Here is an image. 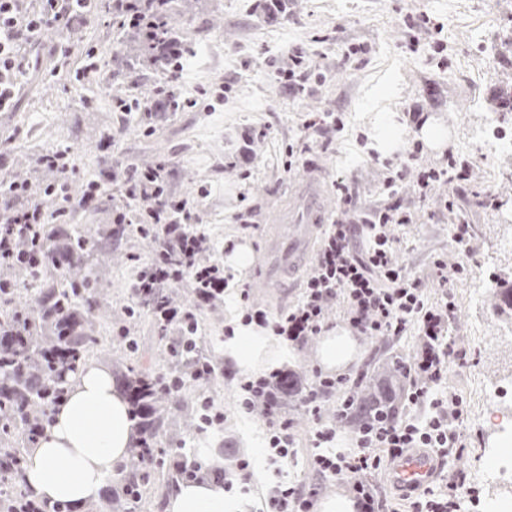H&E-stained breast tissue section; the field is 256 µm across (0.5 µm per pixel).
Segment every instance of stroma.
<instances>
[{"label":"stroma","instance_id":"35a3bbf8","mask_svg":"<svg viewBox=\"0 0 512 512\" xmlns=\"http://www.w3.org/2000/svg\"><path fill=\"white\" fill-rule=\"evenodd\" d=\"M186 0H174L173 12L193 55L177 86L182 97L197 96L200 88L240 76L236 93L214 104L212 111L178 112L155 120V132H139L136 116L119 124L117 97L145 101L149 80L115 88L109 74L119 68L125 34L113 26L106 0L99 15L89 22H74L75 34L67 55H60L61 37L49 27L23 50L25 64L17 76L18 96L13 109L0 112V179L37 174L50 182L52 172L38 168L37 158L48 151L68 150L74 156L78 178L97 179L113 167L163 161L171 173V188L191 196L207 186L205 218L200 232L217 250L230 246L245 248L250 262L235 272L224 293L223 303L198 311V332L211 344L210 356L217 366L214 379H185L181 398L208 397L224 414L218 426L175 435L162 428L157 446L163 450L181 447L203 449L220 468L236 471L241 460L252 461L250 477L233 494L252 505L251 512H266V491L276 481L319 486L320 498L343 492L336 480H318L309 467L315 454V421L301 405L288 407L298 446L287 461L269 464L261 456L266 428L261 410L243 413L239 383L243 372L224 356V326L238 322L239 294L248 287L252 299L280 310L298 304L302 282L309 267L301 265L281 287H257V263L272 225L287 223L289 215L303 207L306 183L304 170L285 172V148L289 140L302 137L301 114L306 103L288 90L277 87L270 64L281 54L303 50L327 70L325 83L313 96L320 111L338 112L344 127L326 150L309 154V164L322 171V187L316 203L323 222L334 210V183L342 179L358 187L363 195L387 191L390 200L406 198L398 185L383 188L369 179L373 168L385 163L400 164L404 151L402 136L408 127L400 119L404 99L444 87L448 98L440 111L430 115L427 127L444 132L445 143L473 164L475 179L448 188L453 203L450 211H439L432 203L417 204L415 220L395 228L397 253L409 271L426 277L433 257L448 262L463 259L466 273L454 282L449 293L457 309L449 333L463 337L468 362L450 363L448 387L463 398L467 417L462 427L465 453L462 460L447 459L444 471H464L470 483L481 489L479 504L463 502L461 512H488V494L483 488L495 472L485 460L504 434L492 431L483 413L500 388L512 386V306L491 305L490 297L512 288V152L495 154V137L512 134V111L494 103L501 91L512 92V0H300L298 9L285 22L265 23L247 10L245 0H205L206 7L185 11ZM425 12L439 19V38L448 55L447 66H439L430 48V37L419 33L418 46H411L401 20L409 13ZM371 45L369 54L353 58L343 55L347 42ZM97 69L77 80L88 61ZM262 122L272 128L248 179L228 180L224 165L232 159L227 139L230 128ZM398 127L401 136L387 147L379 140L387 126ZM116 132L117 146L106 152L100 139ZM124 193L109 191L96 203L80 209L76 223L100 236L105 233L116 208L125 206ZM468 225L472 248L458 257L455 236L460 225ZM148 246L130 236L106 257L105 305L112 315L102 316L96 326L98 342L90 348L88 361L108 365L121 359L116 337L117 312L128 305L134 256H147ZM139 338L136 366L166 380L172 371L161 332L151 317L135 323ZM320 337L294 344L274 339L276 350L286 357L276 365L255 368V375L282 369L312 381L320 373ZM358 354L341 374L356 379L376 366L399 359L411 360L418 346L415 330L395 338L358 337Z\"/></svg>","mask_w":512,"mask_h":512}]
</instances>
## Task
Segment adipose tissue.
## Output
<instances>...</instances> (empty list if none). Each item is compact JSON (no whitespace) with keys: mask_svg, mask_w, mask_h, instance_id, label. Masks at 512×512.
I'll list each match as a JSON object with an SVG mask.
<instances>
[{"mask_svg":"<svg viewBox=\"0 0 512 512\" xmlns=\"http://www.w3.org/2000/svg\"><path fill=\"white\" fill-rule=\"evenodd\" d=\"M267 335L238 329L224 342V354L237 369H248L269 355ZM128 405L117 392L110 370L85 364L68 395L29 456L25 479L29 491L48 503L81 504L98 496L132 442ZM165 512H247L244 500L225 495L209 482L181 483L167 498Z\"/></svg>","mask_w":512,"mask_h":512,"instance_id":"adipose-tissue-1","label":"adipose tissue"}]
</instances>
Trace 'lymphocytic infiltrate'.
Segmentation results:
<instances>
[{
    "instance_id": "lymphocytic-infiltrate-1",
    "label": "lymphocytic infiltrate",
    "mask_w": 512,
    "mask_h": 512,
    "mask_svg": "<svg viewBox=\"0 0 512 512\" xmlns=\"http://www.w3.org/2000/svg\"><path fill=\"white\" fill-rule=\"evenodd\" d=\"M27 0H0V111L10 108L16 96V74L21 66L20 45L37 35L49 23L66 27L74 19L93 20L98 15V0H38L37 8ZM170 0H109L112 22L118 29L137 31L159 58L177 55L178 50L164 35L163 27ZM276 85L299 94L320 84L323 68L309 53H288L286 63L274 66ZM343 125L340 114L308 112L302 120L306 138L288 145L289 163H297L314 144L331 141ZM270 134L269 125L252 124L235 129L234 156L224 167L225 177L247 178L261 144ZM40 165L55 171L42 199L30 198L25 181H0V263L22 244L30 250L25 262L30 271H38L46 257V228L68 223L72 213L99 199L106 191L103 180L76 182L73 159L69 151L45 154ZM475 176L473 166L458 156L439 163L424 152L418 140H410L406 160L398 168H383L376 174L385 184L408 182L415 197L432 198L443 208H451L448 186L451 181L469 182ZM126 194L138 205L136 214L116 211L114 228H129L150 251L146 262L137 264L130 283L137 307L131 315L148 314L159 325L183 331L198 329L196 311L200 304L223 300L224 290L232 278L224 261L216 256L207 235L197 231L203 221L202 200L207 187H199L196 196L174 194L163 165L149 169L135 168L123 174ZM336 215L323 233L317 254L303 281L301 301L283 312H272L266 305L251 300L242 292L244 324H257L272 335L300 343L320 335L328 325L332 311L357 333L370 338L400 336L416 327L419 344L409 365L413 389L408 395L411 405L429 408L423 420L393 417L376 429L359 430L356 446L347 455L331 452L315 454L312 466L322 478L336 479L355 500L356 512H458L461 499L472 496L473 489L463 473H456L435 486L411 491L406 503L392 501L372 474L382 458L399 460L415 448L432 450L437 456H462L464 445L458 432L465 419L463 399L456 390L441 392L448 378V357L465 360L463 339L449 336L448 325L456 304L448 298L449 284L466 271L463 263H448L438 258L429 278L441 295L428 301L421 279L411 276L399 263L395 246L396 225L412 223L410 207L380 197L362 202L354 187L337 181ZM25 199L22 208L14 207ZM54 210H47V203ZM189 286L193 300L189 305L174 307L162 303L165 290ZM266 377L242 381L241 406L252 410L256 401L266 403L269 461L288 459L295 453L290 423L282 419L276 398L266 389Z\"/></svg>"
}]
</instances>
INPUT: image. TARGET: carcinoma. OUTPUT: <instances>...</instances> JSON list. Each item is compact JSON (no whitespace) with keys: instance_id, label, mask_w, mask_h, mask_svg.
<instances>
[{"instance_id":"1","label":"carcinoma","mask_w":512,"mask_h":512,"mask_svg":"<svg viewBox=\"0 0 512 512\" xmlns=\"http://www.w3.org/2000/svg\"><path fill=\"white\" fill-rule=\"evenodd\" d=\"M175 62L154 60L144 48L125 58L120 73L155 70L163 73ZM48 235L64 248L48 255L43 271L29 272L25 264L3 267L0 278L12 287L0 289V512H71L66 503L50 504L35 496L18 495L25 480V461L31 445L52 422L54 407L68 393L69 379L86 362L87 347L97 341L95 322L100 311L96 297L101 282L94 276L78 277L74 271L89 260L103 262L112 246V230L101 238L87 235L79 224H56ZM36 283L31 304H12L19 287ZM175 370L196 375L207 360L199 336H180L167 329ZM405 366H391L364 376L354 386L345 405L353 428L374 427L399 410L403 399ZM116 386L128 401L130 419L139 436L129 448L127 462L117 468L114 496L96 506V512H135L145 503L154 483L153 465L167 469L171 483L193 476L203 478L214 469L195 453L172 452L161 456L154 448L157 431L166 421L174 428L205 422L200 404L181 401L168 406L163 381L131 366L115 365ZM304 384L292 375L274 386L279 403L290 406L303 400Z\"/></svg>"}]
</instances>
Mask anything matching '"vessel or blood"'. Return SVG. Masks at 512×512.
Segmentation results:
<instances>
[{
	"instance_id": "vessel-or-blood-1",
	"label": "vessel or blood",
	"mask_w": 512,
	"mask_h": 512,
	"mask_svg": "<svg viewBox=\"0 0 512 512\" xmlns=\"http://www.w3.org/2000/svg\"><path fill=\"white\" fill-rule=\"evenodd\" d=\"M319 224V215L312 213L305 223L277 226L263 255L264 285L280 282L283 276L303 263ZM441 472L440 462L429 452L419 449L395 462L389 471V478L398 487H422L439 478Z\"/></svg>"
}]
</instances>
